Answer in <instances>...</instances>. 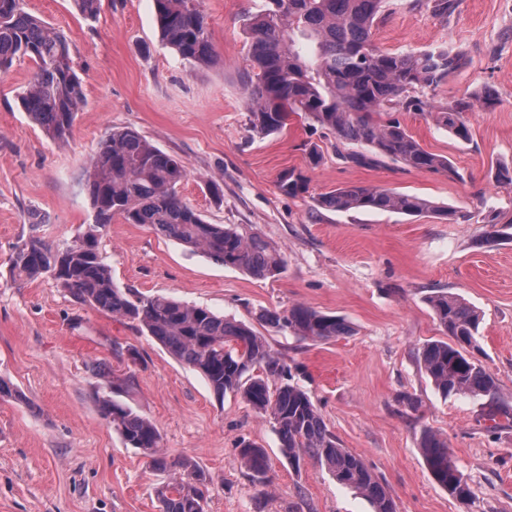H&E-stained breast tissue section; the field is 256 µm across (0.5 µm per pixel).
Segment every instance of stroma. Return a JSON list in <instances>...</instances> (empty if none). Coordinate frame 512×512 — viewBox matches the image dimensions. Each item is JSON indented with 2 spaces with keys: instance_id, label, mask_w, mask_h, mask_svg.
I'll return each instance as SVG.
<instances>
[{
  "instance_id": "stroma-1",
  "label": "stroma",
  "mask_w": 512,
  "mask_h": 512,
  "mask_svg": "<svg viewBox=\"0 0 512 512\" xmlns=\"http://www.w3.org/2000/svg\"><path fill=\"white\" fill-rule=\"evenodd\" d=\"M265 0H201L222 62L182 59L159 36L153 0H101L96 21L73 0H26L29 12L63 32L74 50L84 102L66 145L49 139L17 98L32 65L0 75V377L25 401L0 399V512H159L166 479L127 447L100 414L102 372L127 379L117 401L150 417L169 459L189 456L212 478L207 512H372L355 490L305 460L280 454L278 434L240 398H217L196 371L136 324L76 303L52 278L13 271L17 244L39 236L71 242L92 223L84 186L89 158L114 128H131L188 170L185 202L212 224L261 234L284 258L276 278H254L166 239L142 224L114 220L99 247L115 282L171 296L258 326L265 310L304 304L344 318L352 333L313 342L264 328L292 382L308 392L341 447L359 455L394 499L397 512H512V188L492 169L512 164V0H459L448 18L424 0H387L373 30L382 50H462L466 66L436 91L446 101L479 90L501 100L475 109L472 138L456 140L430 116L401 121L428 151L448 156L459 176L365 168L336 157L327 131L291 118L280 133L250 128L251 72L241 26ZM320 153L310 165L309 147ZM301 170L309 190L278 192L284 169ZM381 186L459 211L457 221L395 212H330L315 200L341 185ZM44 216L34 226L30 213ZM499 224L486 223L489 213ZM461 296L481 315L482 364L494 398L443 397L419 363L444 339L428 298ZM416 400L410 408L408 400ZM432 429L464 474L461 502L434 481L419 448ZM265 449L273 483L260 495L239 462L242 442Z\"/></svg>"
}]
</instances>
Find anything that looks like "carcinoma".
Here are the masks:
<instances>
[{
	"label": "carcinoma",
	"mask_w": 512,
	"mask_h": 512,
	"mask_svg": "<svg viewBox=\"0 0 512 512\" xmlns=\"http://www.w3.org/2000/svg\"><path fill=\"white\" fill-rule=\"evenodd\" d=\"M87 20L98 19L101 0H73ZM161 41L182 58L204 66L221 62L210 40L199 0H153ZM271 7L245 19L253 81L248 88L249 121L259 135L280 133L296 114L318 124L336 145L358 144L349 159L370 166L390 160L408 170L459 174L448 157L427 151L408 132L397 111L428 114L461 140L470 139L467 113L500 103L490 91L441 102L428 96L466 65L450 48L392 53L372 42L385 0H270ZM17 58L32 64V76L18 96L23 111L57 143L68 141L84 100L72 66L69 39L25 7V0H0V74ZM187 176L182 161L138 132L114 129L102 139L86 173L85 187L95 223L83 232L87 247H51L32 235L17 245L12 268L19 277L49 276L82 305L137 324L169 353L200 373L218 397L240 396L269 418L282 456L295 471L306 458L326 467L336 481L360 491L373 512H396L383 484L361 457L342 448L307 392L289 383L290 367L265 336L243 322L172 297L122 289L99 251V236L115 218L146 224L156 233L199 250L255 278L285 272L284 259L259 233L235 225L210 224L179 195ZM277 187L285 195L307 192L300 171L284 170ZM317 206L336 212L367 210L412 216L432 214L451 221L456 211L416 194L368 185H343L321 194ZM428 303L450 341H433L420 363L444 396H491L494 377L477 362L480 314L457 295L438 291ZM259 321L276 332L324 342L350 334L344 319L304 304L264 311ZM99 411L125 444L139 449L153 468L168 473L158 488L161 512H205L210 492L207 470L188 457L172 462L151 419L107 395ZM434 481L453 499L470 488L450 456L448 442L426 429L419 442ZM240 462L251 482L271 485L264 449L242 443Z\"/></svg>",
	"instance_id": "cac0c4a2"
}]
</instances>
